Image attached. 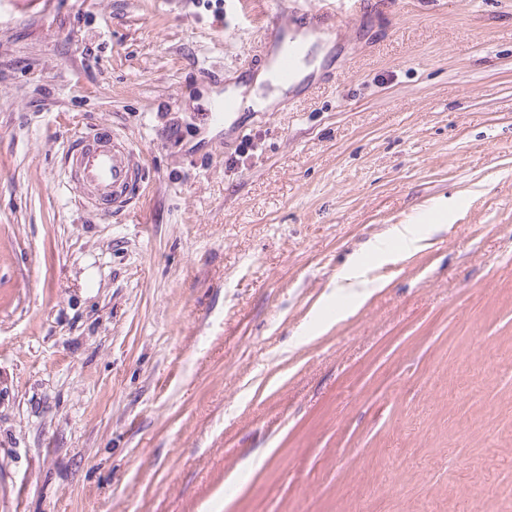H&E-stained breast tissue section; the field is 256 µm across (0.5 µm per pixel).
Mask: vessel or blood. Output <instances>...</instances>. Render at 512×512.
Segmentation results:
<instances>
[{
	"mask_svg": "<svg viewBox=\"0 0 512 512\" xmlns=\"http://www.w3.org/2000/svg\"><path fill=\"white\" fill-rule=\"evenodd\" d=\"M348 12H357L362 0H326L325 6L315 14L313 24L323 27L334 18L337 5ZM301 60L298 47L288 45L273 60L279 82H291ZM68 184L82 202L99 207L111 206L115 210L127 209L138 197L142 178V165L130 143L119 140L114 132L105 128L93 129L77 136L65 160Z\"/></svg>",
	"mask_w": 512,
	"mask_h": 512,
	"instance_id": "1",
	"label": "vessel or blood"
}]
</instances>
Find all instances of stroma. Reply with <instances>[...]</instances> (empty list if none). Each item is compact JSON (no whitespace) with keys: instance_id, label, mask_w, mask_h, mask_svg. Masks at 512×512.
I'll return each mask as SVG.
<instances>
[{"instance_id":"35a3bbf8","label":"stroma","mask_w":512,"mask_h":512,"mask_svg":"<svg viewBox=\"0 0 512 512\" xmlns=\"http://www.w3.org/2000/svg\"><path fill=\"white\" fill-rule=\"evenodd\" d=\"M327 27L216 126L251 0H0V512H512V0ZM94 125L120 213L64 178ZM300 60L301 50L287 43L273 60L275 74L279 82L289 83L295 78ZM68 185L84 204L125 210L139 197L142 165L130 143L105 128L77 136L65 160Z\"/></svg>"}]
</instances>
